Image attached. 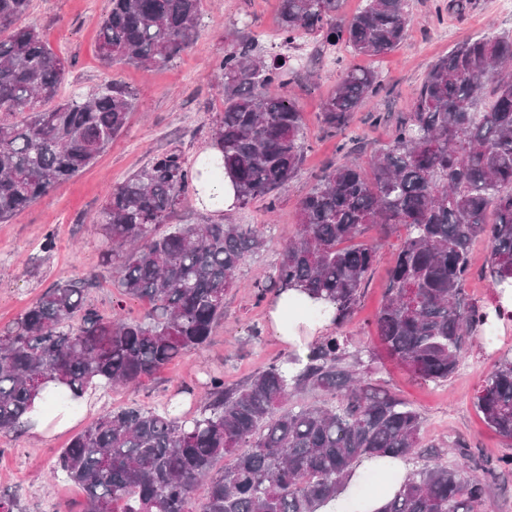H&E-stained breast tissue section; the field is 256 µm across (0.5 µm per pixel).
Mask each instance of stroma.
<instances>
[{
	"instance_id": "obj_1",
	"label": "stroma",
	"mask_w": 512,
	"mask_h": 512,
	"mask_svg": "<svg viewBox=\"0 0 512 512\" xmlns=\"http://www.w3.org/2000/svg\"><path fill=\"white\" fill-rule=\"evenodd\" d=\"M448 2L408 0L413 22L401 45L389 54L368 57L354 55L343 44L322 50L304 38L289 47L275 43L270 35L278 27L279 0H203L201 31L192 47L167 65L146 71L132 64L107 68L100 62L98 34L109 0H32L30 22L67 62L62 96L114 81L133 91L137 100L124 133L91 166L0 223V327L12 323L61 278L94 277L88 300L100 310H111L120 300L114 270L101 262L97 216L106 192L155 155L177 149L192 162L210 147L215 120L224 109L214 74L228 48L254 41L265 53L287 60L285 91L305 116L306 149L302 169L281 191L274 214H267L261 201L218 217L192 197L178 207L177 218L184 224H259L266 230L265 247L239 269L234 288L224 298V317L206 348L172 361L145 386L97 392L61 429L39 437L26 431L0 436V491L11 493L27 512H63L81 493L63 477H51V467L58 450L93 417L127 404L153 407L172 397L195 411L206 372H223L226 381L238 383L291 353V346L272 332L269 305L256 301L253 284L275 265L293 235L298 203L316 175L341 160L340 142H347L351 158L361 164L372 149L388 142L395 125L410 112L429 65L458 43L484 33L512 34V9L502 0H470L461 13L450 10ZM353 65L379 72L384 89L355 112L350 128L339 137L323 127L319 114L343 69ZM50 231L56 246L46 252L41 244ZM402 237L398 230L383 240L345 334L374 357L379 385L420 410L425 434L443 462L462 465L470 454L486 459L512 454V444L486 426L473 403L483 376L512 349V320L495 321L489 337L472 344L456 374L445 382L408 371L387 356L375 334L372 321ZM123 303L126 314L136 319L150 309L136 299Z\"/></svg>"
}]
</instances>
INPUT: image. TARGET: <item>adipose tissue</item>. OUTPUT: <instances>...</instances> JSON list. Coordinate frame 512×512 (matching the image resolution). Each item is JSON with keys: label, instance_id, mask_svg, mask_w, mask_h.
I'll return each mask as SVG.
<instances>
[{"label": "adipose tissue", "instance_id": "1", "mask_svg": "<svg viewBox=\"0 0 512 512\" xmlns=\"http://www.w3.org/2000/svg\"><path fill=\"white\" fill-rule=\"evenodd\" d=\"M195 186L199 192L200 207L211 214L219 216L235 209L236 192L229 178L205 176L196 181ZM300 298V293L295 290L285 291L273 298L269 304V318L274 334L292 345L298 356L304 357L308 354L305 337L329 332L334 326L335 312L333 307H326L318 322L307 323L304 312L297 306ZM360 467L377 470L380 478L377 486L363 495L359 512H381L384 505L401 490L407 465L398 458H371L363 460Z\"/></svg>", "mask_w": 512, "mask_h": 512}]
</instances>
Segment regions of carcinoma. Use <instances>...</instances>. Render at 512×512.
Segmentation results:
<instances>
[{
  "mask_svg": "<svg viewBox=\"0 0 512 512\" xmlns=\"http://www.w3.org/2000/svg\"><path fill=\"white\" fill-rule=\"evenodd\" d=\"M202 0H110L98 55L119 64L164 65L198 37ZM408 0H367L347 20L344 0H280L277 37L345 43L380 56L404 39ZM31 0H0V223L89 167L127 125L135 95L108 84L72 99L59 92L66 61L34 25ZM288 66L251 45L224 53V96L212 144L222 162L203 170L178 150L154 156L112 186L100 213L102 261L115 268L121 299L102 312L86 298L93 280L53 284L0 329V435L32 425L34 401L52 393L62 412L90 391L140 387L169 362L206 347L224 317L235 273L262 250L256 224H177L162 231L206 172L229 176L238 206L278 194L300 171L305 120L280 91ZM383 90L378 73L344 70L320 120L342 133L358 107ZM407 228L374 327L386 353L415 375L445 382L490 312L466 292L472 243L486 241L484 267L497 293L512 288V36L482 35L433 62L412 111L368 169L331 164L301 198L298 229L276 265L254 284L258 299L287 289L335 307L336 327L355 313L381 242L344 243L376 229ZM150 303L146 319L123 315L122 298ZM373 360L339 333L306 359L294 354L240 383L206 373L199 411L179 402L99 415L58 454L53 472L79 487L80 512H318L364 458H407L429 447L421 413L372 383ZM474 405L512 442V356L483 377ZM439 455L414 470L381 512H490L491 484L512 471L505 455L468 475ZM224 469L216 470L219 462ZM206 494L194 506L196 488Z\"/></svg>",
  "mask_w": 512,
  "mask_h": 512,
  "instance_id": "1",
  "label": "carcinoma"
}]
</instances>
